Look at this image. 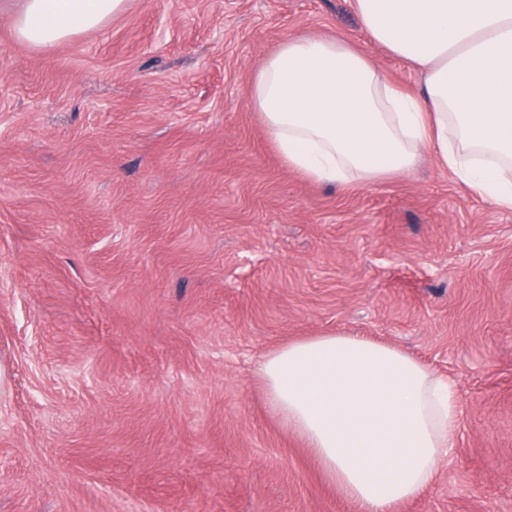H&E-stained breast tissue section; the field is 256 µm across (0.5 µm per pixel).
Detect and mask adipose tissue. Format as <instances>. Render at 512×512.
<instances>
[{
	"label": "adipose tissue",
	"mask_w": 512,
	"mask_h": 512,
	"mask_svg": "<svg viewBox=\"0 0 512 512\" xmlns=\"http://www.w3.org/2000/svg\"><path fill=\"white\" fill-rule=\"evenodd\" d=\"M128 0H21L19 43L50 49L100 28ZM371 39L413 65L390 82L341 39H284L256 71L250 104L288 166L325 185L410 173L421 147L512 209V0H354ZM269 406L360 512L421 496L452 453L456 393L400 350L342 334L296 341L261 366Z\"/></svg>",
	"instance_id": "adipose-tissue-1"
}]
</instances>
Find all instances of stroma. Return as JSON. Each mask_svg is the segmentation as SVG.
I'll list each match as a JSON object with an SVG mask.
<instances>
[{"mask_svg":"<svg viewBox=\"0 0 512 512\" xmlns=\"http://www.w3.org/2000/svg\"><path fill=\"white\" fill-rule=\"evenodd\" d=\"M0 10V512H358L271 414L266 355L336 333L457 391L397 512H512V210L426 148L364 188L290 169L249 103L353 0H129L48 50Z\"/></svg>","mask_w":512,"mask_h":512,"instance_id":"obj_1","label":"stroma"}]
</instances>
